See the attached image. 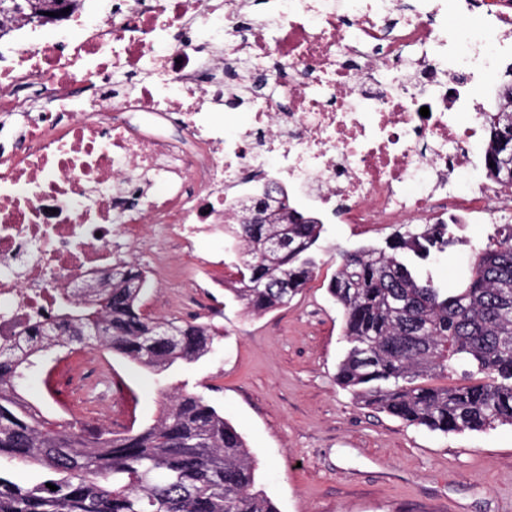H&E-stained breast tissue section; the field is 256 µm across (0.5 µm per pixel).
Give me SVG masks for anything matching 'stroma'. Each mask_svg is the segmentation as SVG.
<instances>
[{
    "instance_id": "obj_1",
    "label": "stroma",
    "mask_w": 512,
    "mask_h": 512,
    "mask_svg": "<svg viewBox=\"0 0 512 512\" xmlns=\"http://www.w3.org/2000/svg\"><path fill=\"white\" fill-rule=\"evenodd\" d=\"M394 230L328 221L320 269L288 306L262 315L225 298L222 284L235 269L222 242L195 241V254L216 260L209 268L215 287L197 290L181 268L179 246L155 237L171 272L149 288L144 312L210 325L218 333L213 351L162 374L103 349L73 351L52 370L69 368L81 380L93 364L109 367L127 399L96 403L76 386L62 407L45 391L42 413L108 430L121 410L126 428L136 430L154 422L161 394L185 388L241 432L259 463L258 486L278 512H512V425L443 436L358 406L336 385L346 342L341 312L326 291L335 250L383 243ZM491 230L469 224L459 231V244L430 265L434 280L460 287Z\"/></svg>"
}]
</instances>
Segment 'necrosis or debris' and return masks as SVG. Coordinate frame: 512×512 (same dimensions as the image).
Here are the masks:
<instances>
[{
    "label": "necrosis or debris",
    "instance_id": "1",
    "mask_svg": "<svg viewBox=\"0 0 512 512\" xmlns=\"http://www.w3.org/2000/svg\"><path fill=\"white\" fill-rule=\"evenodd\" d=\"M250 4L89 0L55 44L0 19V129L23 145L0 149V342L111 268L114 238L223 237L257 186L346 224L512 215L476 98L512 67V0Z\"/></svg>",
    "mask_w": 512,
    "mask_h": 512
}]
</instances>
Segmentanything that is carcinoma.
<instances>
[{"label": "carcinoma", "mask_w": 512, "mask_h": 512, "mask_svg": "<svg viewBox=\"0 0 512 512\" xmlns=\"http://www.w3.org/2000/svg\"><path fill=\"white\" fill-rule=\"evenodd\" d=\"M489 137V172L512 185V82L501 87ZM257 209L266 223H249ZM324 232L312 213L268 193L248 198L241 222L224 225L235 255L230 299L251 315L288 305L319 269ZM278 239L286 246L273 253ZM457 243L448 225L420 224L381 244L338 248L327 287L347 343L336 384L366 408L441 435L512 424V224L493 225L464 287L420 274ZM146 287L139 268L117 263L106 287L61 290L53 315L29 316L0 344V460L44 470L34 484L0 471V512H277L255 489L258 463L243 435L195 392L163 395L152 424L122 435L57 423L22 399L30 372L77 346L158 373L210 353L217 332L203 323L169 320L177 335L155 336ZM93 320L112 322V335H84ZM448 374L460 382H430Z\"/></svg>", "instance_id": "cac0c4a2"}]
</instances>
